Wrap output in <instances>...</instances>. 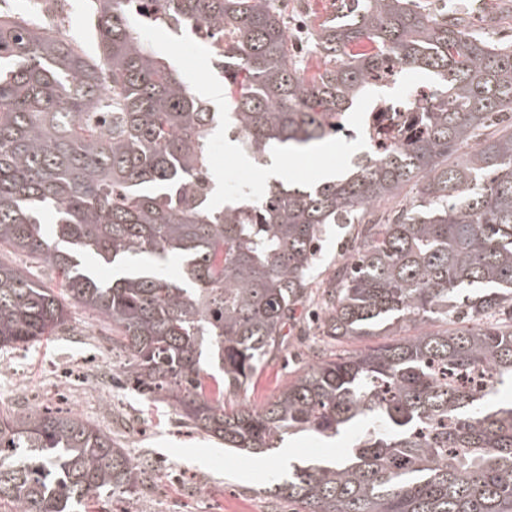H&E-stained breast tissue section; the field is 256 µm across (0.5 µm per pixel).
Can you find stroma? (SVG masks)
Wrapping results in <instances>:
<instances>
[{"label":"stroma","mask_w":512,"mask_h":512,"mask_svg":"<svg viewBox=\"0 0 512 512\" xmlns=\"http://www.w3.org/2000/svg\"><path fill=\"white\" fill-rule=\"evenodd\" d=\"M435 13L464 15L475 33L512 43V0H416ZM338 0H279L300 63L314 72L316 56L310 46L321 29L337 17ZM93 0H0V13L26 15L76 42L89 56H97L99 34ZM144 39L172 59L191 91L216 111L224 109V78L206 66L208 44L195 36H180L164 28L147 27ZM218 159L210 167L216 180L214 202L224 203L225 181L247 179L253 194L276 180L313 182L322 168L348 165L351 152L335 138L327 152L318 148L283 157L274 154L267 168L252 165L238 152L223 130L211 136ZM319 301L311 286L295 307L286 337L273 362L259 371L247 389L224 394L226 405L259 409L272 400L314 360L315 354L346 357L368 346V338L320 341L308 320ZM0 413L15 415L35 409L68 411L110 432L119 446L146 470L134 500L135 512H293L290 503L273 498L267 487L290 459L323 460L347 455L358 438L353 428L332 439L300 432L288 436L274 454H236L221 448L201 430L184 424L164 404L148 399L126 383L122 359L113 352L110 333L89 311L71 305L64 330L45 334L38 342L0 351ZM112 393L111 402L95 398V389Z\"/></svg>","instance_id":"35a3bbf8"}]
</instances>
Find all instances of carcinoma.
<instances>
[{
    "label": "carcinoma",
    "instance_id": "carcinoma-1",
    "mask_svg": "<svg viewBox=\"0 0 512 512\" xmlns=\"http://www.w3.org/2000/svg\"><path fill=\"white\" fill-rule=\"evenodd\" d=\"M96 2V60L23 16L0 18V249L65 281L57 293L0 263V351L64 329L78 304L111 327L137 390L226 448L271 453L298 431L364 424L345 459L292 463L269 488L295 512H512V401L491 406L433 370L482 368L512 385V44L415 0H340L308 77L276 0ZM146 25L224 42L226 112L138 35ZM391 65L435 90L424 136L318 184L276 181L253 204H213L218 117L262 165L336 135ZM409 183L410 207L382 220L378 204ZM328 224L361 225L362 245L320 282V335L415 333L319 358L260 409L225 406L224 392L275 359ZM86 254L122 276L97 280ZM172 258L178 281L164 273ZM207 365L223 373L214 397ZM140 473L79 416L0 417L7 512L129 504Z\"/></svg>",
    "mask_w": 512,
    "mask_h": 512
}]
</instances>
